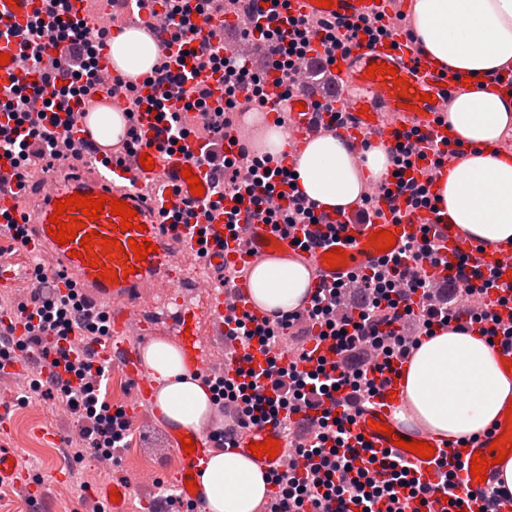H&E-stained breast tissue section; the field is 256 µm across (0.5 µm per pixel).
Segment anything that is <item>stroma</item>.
Returning <instances> with one entry per match:
<instances>
[{
    "instance_id": "1",
    "label": "stroma",
    "mask_w": 512,
    "mask_h": 512,
    "mask_svg": "<svg viewBox=\"0 0 512 512\" xmlns=\"http://www.w3.org/2000/svg\"><path fill=\"white\" fill-rule=\"evenodd\" d=\"M193 304L199 316L200 334L207 345L200 372L222 369L224 339L214 335L210 316L212 295L201 292ZM9 397L12 422L0 427V448L9 450L27 468L30 482L42 485L44 494L30 501L27 488L6 484L0 486V512H98L97 491L102 484L116 479L130 481L132 488L127 500V512H144L148 497L157 495L158 481L167 480L171 453L165 448V422L161 416H141L132 426L127 446L115 459L103 466H91L89 461L75 464L72 473L62 482L48 476V463L60 455L74 421L60 408L55 397L27 394L21 381L0 380V392ZM54 430L57 441L44 437L45 430Z\"/></svg>"
}]
</instances>
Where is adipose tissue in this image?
I'll return each mask as SVG.
<instances>
[{"label": "adipose tissue", "instance_id": "adipose-tissue-1", "mask_svg": "<svg viewBox=\"0 0 512 512\" xmlns=\"http://www.w3.org/2000/svg\"><path fill=\"white\" fill-rule=\"evenodd\" d=\"M418 47L434 63L472 77L461 87L447 120L464 153L435 189L438 206L471 237L495 244L512 239V157L497 148L512 132V105L476 78L512 63V0H412ZM158 49L144 31L124 29L112 40V60L131 76L152 68ZM244 122L256 131L252 148L276 158L289 148L288 129L268 126L260 112ZM299 189L324 209H346L364 186L391 170L387 145L357 159L335 135L310 141L296 155ZM308 266L271 258L249 273L248 300L268 314L300 306L310 292ZM145 371L165 422L180 429L208 427L215 412L212 390L189 370L181 349L154 340L143 351ZM512 398V378L500 370L494 351L479 334L444 330L423 338L406 373L404 405L397 417L436 436L458 439L488 427ZM269 489L264 469L233 449L211 453L201 477V512H260Z\"/></svg>", "mask_w": 512, "mask_h": 512}]
</instances>
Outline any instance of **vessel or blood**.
Wrapping results in <instances>:
<instances>
[{"label": "vessel or blood", "mask_w": 512, "mask_h": 512, "mask_svg": "<svg viewBox=\"0 0 512 512\" xmlns=\"http://www.w3.org/2000/svg\"><path fill=\"white\" fill-rule=\"evenodd\" d=\"M47 0H0V53L8 54L7 65L0 66V100L10 97L11 91L20 82L39 80L43 72L55 69L63 61L56 54L52 44H45L38 56L23 58L21 34L42 15ZM124 10L126 23L141 25L150 20L152 9L141 6L138 0H100L95 17L99 24L111 27V17L116 10ZM395 0H333L332 8L316 6L314 0H289L292 15L321 16L356 21L383 16L392 23L395 17ZM248 53L259 54L257 42H250ZM98 67L106 76L97 96L82 100L73 108L74 129L71 134L72 147L62 148L59 157L49 159L39 168L31 181L20 182L15 168L8 160H0V241L11 240L13 232L8 219L26 220L29 228V242L25 252L31 260L40 264L48 273L54 274L59 288H71L95 307L103 308L114 335L120 336V343L102 350L101 359L119 362L125 372L136 383V396L126 405L129 419H136L150 404L151 382L141 361L143 343L152 335L160 323H167L177 336L183 356L191 366L202 361V349L197 325L188 324L189 316L196 310L189 300H179L174 310L156 314L145 319L138 333H131L130 322L134 313L139 312L145 292L151 286H170L175 282L173 273L183 255L197 254L199 248H207L202 258L201 282L213 290L211 319L216 335H223L226 317L249 314L264 319L266 313L251 304L244 288L245 279H237L229 289L217 288V278L224 265L252 269L270 258H297L306 263L313 272L311 286L348 281L350 276L381 266L388 255L399 254L406 242L419 235L422 225H429L430 232L440 249L433 259L425 260L423 269L433 274H447L450 265L456 264L459 253L471 254L481 265L483 272L494 273L499 281L512 276V240L494 247H480L478 241L466 237L458 225L449 223L447 216L436 214L429 209H408L403 197L387 194L384 190L373 189L376 205L383 211L401 212L403 218L396 243L391 251L380 252L373 248L372 233L378 232V225L364 224L359 219V206L337 210H317L321 226L336 227L335 236L322 241L311 250L296 245L301 229L283 232L272 225L263 223L250 213H241V223L246 231L240 240L228 243L224 240V216L221 211L211 209L213 199L210 173V154H223L224 150H237V143L230 139L207 145V133L195 129L187 138L181 150L171 156H158L154 147L161 140L163 125L155 114L140 110L126 115L124 96L115 94L114 81L132 84L144 96L153 94L154 88L147 84L145 77L120 75L112 64L109 43H102L97 50ZM260 67L269 77L267 82L268 101L265 109L277 111L279 88L274 80L279 71L278 56L259 54ZM383 63L397 70L396 75L379 74L369 77L367 69L371 64ZM409 84L407 95L397 94L395 79ZM455 81L442 74L440 68L429 59L419 56L407 41L400 28L394 27L384 43L367 45L366 41L354 43L346 55L337 56L335 63L328 64L321 86L313 92L297 94L295 105L289 106L290 123L288 139L290 155H297L313 139L323 135L331 124L328 112L316 110V103H328L345 113L346 124L342 134L350 149H363L365 142L395 144L403 130L415 129L428 135L431 142L440 149H447L454 137L445 121L448 95L454 92ZM433 94L430 102L422 101V94ZM108 107L125 115V127L136 128L143 141L148 142V156L154 161L153 169H143L139 153L117 156L116 147L101 142L91 124L93 113ZM88 145V153L75 156L76 145ZM191 168L200 179L205 192L194 196L189 184L183 178L184 168ZM80 194L92 198L106 197L127 203L137 212V221L144 224V231L129 229L119 231L121 216L102 214L100 219L87 222L86 228L99 234L128 244L129 240L147 239L154 245V252L145 260L136 262L105 261V268L116 270L126 265L131 269L126 278L119 282H107L99 278L96 268L87 266L85 260L73 257L78 241L61 245L47 232L49 218L54 213L55 201ZM206 237V245H199V237ZM343 250L346 260L343 265L330 267L324 259L325 253ZM410 362L409 356L393 359L390 370L376 374V395L369 405L354 413L351 425V442L356 452L364 458L376 455L390 456L391 459L419 465L425 483H439L442 472L456 476L461 481V493L473 496L492 492L498 476V465L494 460L496 451L490 445L496 436L502 435L505 424L511 422L507 416H500L492 431L464 446H448L442 438L427 431L412 432L399 427L393 410L404 398V375ZM382 421L383 430L371 429L374 421ZM278 441L279 451L275 458H262L261 467L268 471H283L289 461L288 446L279 428L263 424L247 431L238 441L236 449L247 452L250 444L260 443L267 438ZM193 440L196 449L187 453L182 449V439ZM422 441L432 446L434 455L428 459L419 458L415 453L397 447L396 439ZM169 445L178 463L170 473V481L182 500L197 501L196 493L188 491L186 484L198 477L205 460L210 455L208 435L204 432L186 431L184 436L169 435ZM483 454L490 465L486 481H475L471 474L474 454ZM27 471L20 465L12 464L9 453L0 451V483L26 484Z\"/></svg>", "instance_id": "1"}]
</instances>
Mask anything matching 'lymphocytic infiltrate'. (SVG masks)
Segmentation results:
<instances>
[{"mask_svg": "<svg viewBox=\"0 0 512 512\" xmlns=\"http://www.w3.org/2000/svg\"><path fill=\"white\" fill-rule=\"evenodd\" d=\"M216 1L160 0L167 37L158 45L154 86L181 105L173 111L161 109L159 116L167 125L164 139L156 145L158 151L173 150L191 134L193 115L212 112L221 117L213 134L222 139L233 126L234 112L255 109L267 101L265 74L237 55L221 53L212 35L195 32V47L186 49L184 36L192 30L193 16L212 10ZM51 2L47 18L37 20L25 38L36 41L51 35L69 63L66 69L45 75L41 83L18 85L0 105V156L11 159L22 180L54 153L60 124L54 117L49 125H37L30 120L31 112L81 100L99 81L96 50L104 31L92 27L90 18L72 17L70 0ZM237 29L246 38L258 35L279 56L286 73L306 58L311 38H320L327 53L346 54L358 35H366L373 44L390 34L388 23L379 17L351 22L285 15L275 26L256 0L238 15ZM191 56L205 59L210 78L187 70ZM216 81L224 86V103L214 108L209 100ZM389 153L393 171L390 178L381 180V189H396L411 207L431 206L434 196L409 175L415 165L413 144H397ZM217 167L224 179L219 200L247 197L255 215L275 226L308 224L314 219L310 205L299 203L285 213L272 206L279 188L295 183L291 169L281 160L253 156L244 143L237 153L222 156ZM421 232V240L409 241L403 258L394 259L386 270L358 275L359 288L350 310L338 312L344 286L335 283L317 289L307 314L290 311L261 322L245 314L229 329V337L243 350V365L234 379L220 374L202 378L212 389L218 408L232 410L230 418L210 432V439L216 447L231 448L243 432L270 423L283 429L302 462L301 469L270 474L277 495L265 503V512H404L399 506L403 500L427 506L431 488L416 468L392 463L378 471L366 460L346 456L343 449L351 418L330 416L324 408L326 399L344 388L358 399L375 395V381L362 367L366 354L376 357L373 370L384 371L397 354H412L422 337L458 322L462 299L485 296L495 288V281L468 271L470 256L466 253L459 254L455 275L445 276L440 283L419 273L422 258L438 251L429 227H422ZM34 275L25 301H11L0 308V319L10 321L9 327L0 328V371L20 352L32 353L35 365L50 364V376L32 379L30 390L43 397L59 394L62 408L80 421L81 436L68 442L66 457H112L125 445L129 420L124 408L99 398L107 373L99 354L111 338L106 314L74 293L51 287L47 272L38 269ZM294 334L302 342L288 365H281L271 351L282 336ZM314 339L333 340L341 357L340 368L329 371L320 364L305 369L310 359L307 344ZM255 344L269 355L266 368L260 370L254 368L250 352Z\"/></svg>", "mask_w": 512, "mask_h": 512, "instance_id": "obj_1", "label": "lymphocytic infiltrate"}]
</instances>
